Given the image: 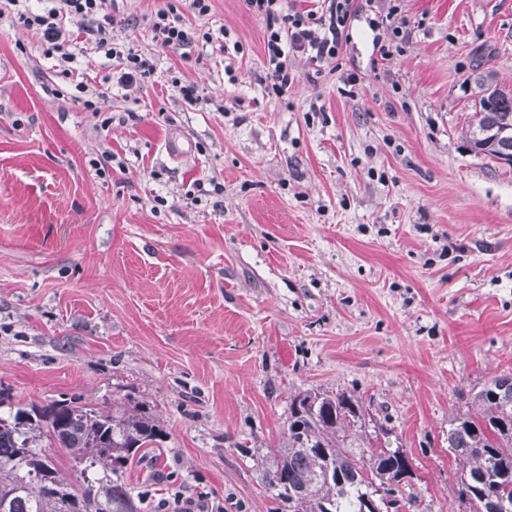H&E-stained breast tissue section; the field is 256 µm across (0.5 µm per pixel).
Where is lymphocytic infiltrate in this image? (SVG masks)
Listing matches in <instances>:
<instances>
[{"label":"lymphocytic infiltrate","mask_w":512,"mask_h":512,"mask_svg":"<svg viewBox=\"0 0 512 512\" xmlns=\"http://www.w3.org/2000/svg\"><path fill=\"white\" fill-rule=\"evenodd\" d=\"M20 0H0V17L18 19L25 27L40 31L46 54L58 55L69 62L66 26L77 23L91 50L116 61L120 71L118 84L125 89L144 82L155 71L153 58L115 42L113 16L108 0H48L40 10H20ZM250 12L265 22V79L276 94H284L298 78L293 62L303 59L321 71L325 64L340 59L349 40L351 20L364 8H371L372 28L383 29L387 36L374 44L372 65L388 60L409 35L411 22L401 10L400 0H316L315 8L297 10L290 0H245ZM149 28L154 40L164 48H191L213 41L211 32L183 22L174 0L152 14Z\"/></svg>","instance_id":"obj_1"}]
</instances>
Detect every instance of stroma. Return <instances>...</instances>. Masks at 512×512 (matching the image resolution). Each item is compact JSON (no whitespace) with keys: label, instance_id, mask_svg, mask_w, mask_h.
I'll return each instance as SVG.
<instances>
[{"label":"stroma","instance_id":"obj_1","mask_svg":"<svg viewBox=\"0 0 512 512\" xmlns=\"http://www.w3.org/2000/svg\"><path fill=\"white\" fill-rule=\"evenodd\" d=\"M165 2L111 6L119 40L157 62L130 91L81 30L68 78L35 29L0 19V393L152 402L167 435L126 475L142 512L179 492L280 512L264 463L289 396L353 395L409 454V512H469L448 428L512 373V167L464 129L477 68L512 90V0H402L415 25L376 71L361 14L341 58L361 85L299 59L280 96L244 0L181 11L238 53L160 47L143 18ZM80 79L103 90L97 112L74 102Z\"/></svg>","mask_w":512,"mask_h":512}]
</instances>
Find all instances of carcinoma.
I'll return each mask as SVG.
<instances>
[{"label": "carcinoma", "instance_id": "obj_1", "mask_svg": "<svg viewBox=\"0 0 512 512\" xmlns=\"http://www.w3.org/2000/svg\"><path fill=\"white\" fill-rule=\"evenodd\" d=\"M476 80L471 150L512 158V91L494 85L490 71ZM473 402L478 413L455 417L448 429L462 464L458 498L471 512H512V375L493 378ZM288 410V444L268 477L288 512H402L388 495L409 485L412 463L402 446L368 437L359 398L298 393ZM164 435L156 407L131 393L102 406L79 398L10 404L0 411V512H141L125 474ZM58 452L75 479L57 467Z\"/></svg>", "mask_w": 512, "mask_h": 512}]
</instances>
